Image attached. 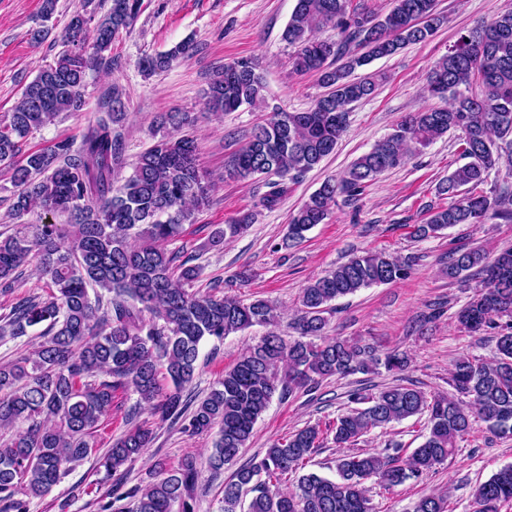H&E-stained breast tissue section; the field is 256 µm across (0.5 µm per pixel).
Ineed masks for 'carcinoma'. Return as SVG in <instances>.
<instances>
[{"mask_svg": "<svg viewBox=\"0 0 512 512\" xmlns=\"http://www.w3.org/2000/svg\"><path fill=\"white\" fill-rule=\"evenodd\" d=\"M141 9L142 0H111L107 15L93 28L92 18L71 17L62 34L65 50L0 118V162L12 161L31 133L80 109L87 75L109 65L105 52L133 26ZM442 24L436 0H393L385 15L354 7L351 0H296L282 39L293 48L294 71L320 74L329 92L305 111L278 112L256 125L226 161V176L265 179L259 206L275 209L288 183L335 152L350 106L374 95L375 75L353 73L430 40ZM326 27L337 29L339 38H319ZM192 50V41L181 42L145 57L142 68L148 74L164 71ZM475 81L479 92L462 91ZM263 88L254 63L226 64L210 87L207 106L213 112L255 106ZM426 91L448 104L405 117L339 180L324 181L291 216L282 247L323 223L338 196L358 200L369 182L450 131L461 132L467 162L440 183L439 193L451 203L416 225L415 237L478 224L490 213L512 220V195L478 190L495 165L497 141L512 151V9L461 35L435 65ZM124 117L121 94L114 90L107 115L89 125L77 148L59 142L13 167L12 211L41 210L66 217V223L17 224L12 233H0V293L11 292L33 261L51 288L44 299L20 300L0 325L1 336H24L39 327L42 338L28 353L0 365V430L22 426L0 448V512H29L30 499L49 493L73 464L96 452L92 434L119 407L120 393L136 394L138 403L162 421L184 419L188 433L215 429L217 439L205 460L186 456L175 466L156 462L152 481L127 489L122 469L154 440L149 429L127 431L97 457L104 477L112 479V500L99 502L100 512H194L203 472L219 473L237 458L274 397L314 392L327 379L378 365L389 372L408 367L407 356L398 350L380 355L369 345L325 336L332 302L404 279L415 262L413 256L384 252L356 255L302 289L293 322L296 337L267 333L185 414L183 392L195 378L201 343L271 325L275 309L263 299L246 303L187 289L199 267L167 244L181 234L193 210L208 202L209 173L200 167L196 139L183 135L140 153L132 174L114 186L123 151L116 126ZM255 216L248 211L215 229L211 245L243 234ZM471 270L480 284L456 321L470 333L495 331L496 356H461L453 363L450 386L467 401L449 395L429 399L412 383L388 386L367 398L354 393L352 400L366 407L336 418L337 447L422 415L427 416L424 441L408 454L397 445L352 451L336 460V478L329 479L303 472L323 443L319 426L307 425L224 482L222 512H374L366 481L389 489L436 470L457 454L477 421L496 437H512V247L492 258L480 248L451 254L449 278ZM248 493L252 497L246 504ZM473 497L476 512H499L502 504L512 503V465L479 483ZM449 499L448 493L423 496L413 512H452Z\"/></svg>", "mask_w": 512, "mask_h": 512, "instance_id": "1", "label": "carcinoma"}]
</instances>
